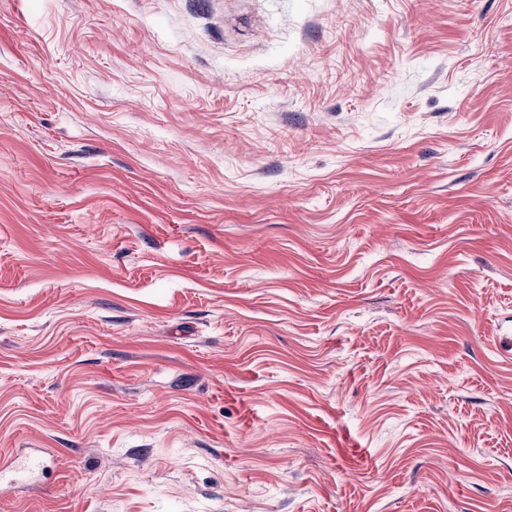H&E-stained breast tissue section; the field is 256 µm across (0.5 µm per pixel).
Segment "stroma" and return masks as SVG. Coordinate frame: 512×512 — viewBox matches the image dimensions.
<instances>
[{
    "instance_id": "35a3bbf8",
    "label": "stroma",
    "mask_w": 512,
    "mask_h": 512,
    "mask_svg": "<svg viewBox=\"0 0 512 512\" xmlns=\"http://www.w3.org/2000/svg\"><path fill=\"white\" fill-rule=\"evenodd\" d=\"M0 512H512V0H0Z\"/></svg>"
}]
</instances>
